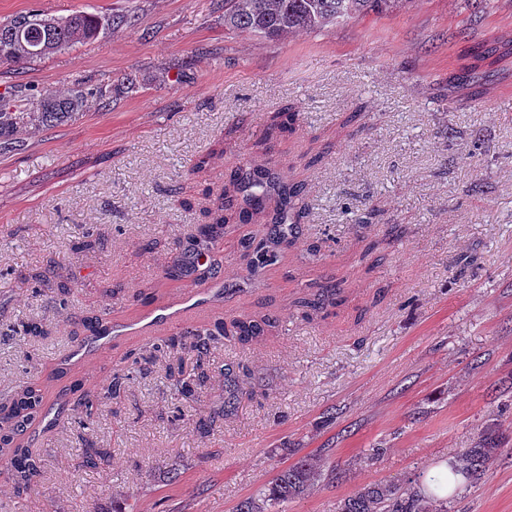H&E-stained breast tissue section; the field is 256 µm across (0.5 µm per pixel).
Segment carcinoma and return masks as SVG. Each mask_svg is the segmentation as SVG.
<instances>
[{"instance_id": "cac0c4a2", "label": "carcinoma", "mask_w": 512, "mask_h": 512, "mask_svg": "<svg viewBox=\"0 0 512 512\" xmlns=\"http://www.w3.org/2000/svg\"><path fill=\"white\" fill-rule=\"evenodd\" d=\"M399 2L401 0H224V29L273 39L289 38L350 17L379 14ZM99 27V17L88 11H76L64 19L39 11L17 16L0 24V63L24 64L48 57L73 43L95 37ZM83 102L81 94L65 98L46 95L29 100L27 112H16L9 104L0 103V143L11 144L20 129L30 124L51 126L61 122L81 109ZM297 116L298 112L290 107L274 113L273 129L293 132ZM306 210L303 185L281 181L263 164H255L244 171L237 169L230 187L224 188V196L207 211V223L201 235L184 250L186 254L197 251L208 257V262L189 267L184 259L175 260L166 270V278L195 274L205 279L216 270L211 254L226 227L261 220L272 225L274 233L245 246L250 256V273L258 276L277 264L281 246L288 240L287 231L303 221ZM340 296V284L329 279L299 298L296 305L303 310L304 317L311 319L335 306ZM272 326L274 319L269 315L228 324L219 319L201 329H188L171 337L167 342L170 355L165 371L173 395L182 399L199 397L210 380L208 366L213 347L226 340L252 341L265 335ZM14 333L24 341L41 337L45 331L40 323L30 320ZM122 379L124 375L117 373L109 384L94 393H79L81 383L77 379L65 386V392L74 396L78 428H89L99 405L121 399ZM45 406V393L32 386L20 388L0 403V451L7 456L13 492L18 497L34 492L44 473V460L19 443L18 436L43 415ZM502 441V434L491 427L479 431L472 447L460 450L449 460L453 475L462 476L468 486L482 482L501 453ZM78 457L80 467L97 470L110 465L112 451L84 448ZM322 467L323 460L315 455L299 458L282 469L263 492L243 500L237 512H275L276 506L313 489ZM432 482V489L419 476L403 483L366 485L344 500L341 512H448V498L438 495L446 485L438 478Z\"/></svg>"}]
</instances>
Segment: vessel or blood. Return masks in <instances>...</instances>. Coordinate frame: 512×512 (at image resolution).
I'll use <instances>...</instances> for the list:
<instances>
[{
	"mask_svg": "<svg viewBox=\"0 0 512 512\" xmlns=\"http://www.w3.org/2000/svg\"><path fill=\"white\" fill-rule=\"evenodd\" d=\"M223 293V288L217 284L193 287L186 293L181 304L172 305L165 301L159 302L145 323L116 325L110 327L106 334H94L86 337L68 350L67 360L74 364L82 362L92 352L109 349L127 336L150 338L165 326L192 325L209 305L222 300Z\"/></svg>",
	"mask_w": 512,
	"mask_h": 512,
	"instance_id": "vessel-or-blood-1",
	"label": "vessel or blood"
}]
</instances>
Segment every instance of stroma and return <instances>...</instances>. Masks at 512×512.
Masks as SVG:
<instances>
[{
  "label": "stroma",
  "instance_id": "35a3bbf8",
  "mask_svg": "<svg viewBox=\"0 0 512 512\" xmlns=\"http://www.w3.org/2000/svg\"><path fill=\"white\" fill-rule=\"evenodd\" d=\"M34 10L103 24L49 58L0 65L6 100L89 93L79 113L0 148V394L35 384L55 402L53 372L86 337L83 319L123 322L194 287L164 270L256 142L306 184L309 214L259 277L242 243L265 225H230L214 253L224 305L203 322L263 312L276 328L215 348L198 401L170 394L152 342L99 353L77 369L92 392L132 356L152 358L85 435L111 449L110 467L78 468L74 412L34 425L47 473L22 501L0 456V512H237L293 464L285 446L325 462L285 512H339L365 485L444 467L489 425L504 450L448 512H512V0L478 18L467 0H407L281 40L225 31L224 0H0V22ZM125 11L132 25L112 27ZM129 74L134 91L115 93ZM287 104L295 132L265 140ZM229 130L230 151L194 172ZM362 209L371 223H352ZM393 224L404 233L391 242ZM463 255L473 265L453 279ZM55 272L71 288L64 308ZM329 277L340 305L303 320L296 299ZM28 318L49 337L20 347L10 331ZM214 412L199 438L196 421Z\"/></svg>",
  "mask_w": 512,
  "mask_h": 512
}]
</instances>
